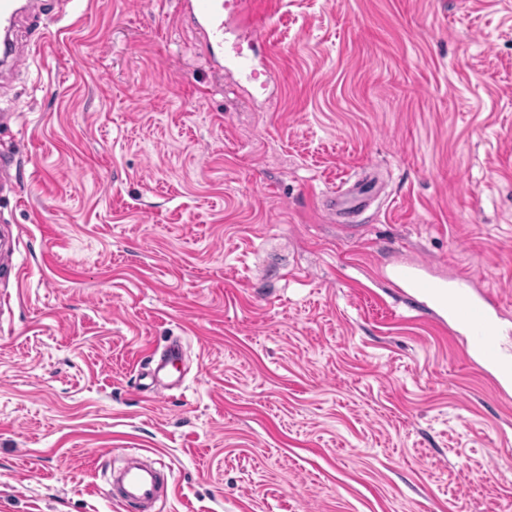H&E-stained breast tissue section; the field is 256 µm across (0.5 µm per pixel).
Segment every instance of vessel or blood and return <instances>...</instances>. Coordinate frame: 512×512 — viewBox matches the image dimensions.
<instances>
[{
    "label": "vessel or blood",
    "mask_w": 512,
    "mask_h": 512,
    "mask_svg": "<svg viewBox=\"0 0 512 512\" xmlns=\"http://www.w3.org/2000/svg\"><path fill=\"white\" fill-rule=\"evenodd\" d=\"M187 6L209 45L223 44L225 15L234 16L244 27L254 24L253 15L244 0H188ZM19 12L18 0H0V58L11 61L17 69L22 67L24 58L15 55L9 36ZM392 277L398 287L407 289L410 296L426 299L439 321L450 322L468 334L485 360H497L501 345L492 314L494 304L491 296L470 297L465 283L450 285L433 279L428 274L427 264L419 261L398 265ZM181 357L178 342H171L165 347L160 362L146 373L151 392H164L160 373ZM171 489L169 467L145 463L136 456L124 459L109 485L111 496L134 505L138 512H146L156 501L167 496Z\"/></svg>",
    "instance_id": "1"
}]
</instances>
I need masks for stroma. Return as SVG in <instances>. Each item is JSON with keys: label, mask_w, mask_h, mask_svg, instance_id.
I'll list each match as a JSON object with an SVG mask.
<instances>
[{"label": "stroma", "mask_w": 512, "mask_h": 512, "mask_svg": "<svg viewBox=\"0 0 512 512\" xmlns=\"http://www.w3.org/2000/svg\"><path fill=\"white\" fill-rule=\"evenodd\" d=\"M181 2L73 0L0 79V512H123L127 448L155 512H512V386L391 282L473 277L512 351V0H252L220 50ZM181 358V348L178 342L172 341L163 350L160 362H158L155 367H148V371L143 374L144 379L149 378L151 380L149 384H143L146 387V390H150L153 393H162L164 390H170L179 386L181 381L175 384H163L160 378V372L163 371L168 364L181 360ZM134 450V457L123 459V465L113 469L116 475H112L109 494L121 502L134 505L139 512H144L160 498L167 497L172 490L171 470L158 460L141 462L139 457L150 456V452L141 448ZM155 464H159V467Z\"/></svg>", "instance_id": "35a3bbf8"}]
</instances>
